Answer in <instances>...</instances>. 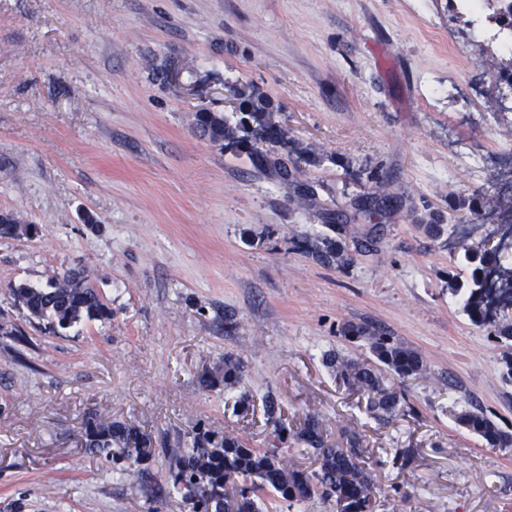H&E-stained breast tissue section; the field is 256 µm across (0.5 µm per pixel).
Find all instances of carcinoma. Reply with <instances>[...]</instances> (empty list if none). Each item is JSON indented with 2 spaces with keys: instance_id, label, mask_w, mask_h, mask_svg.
Instances as JSON below:
<instances>
[{
  "instance_id": "cac0c4a2",
  "label": "carcinoma",
  "mask_w": 512,
  "mask_h": 512,
  "mask_svg": "<svg viewBox=\"0 0 512 512\" xmlns=\"http://www.w3.org/2000/svg\"><path fill=\"white\" fill-rule=\"evenodd\" d=\"M249 118L255 126L242 122L233 127L214 112L205 113L199 122L202 132L214 143L247 149L250 135L267 143L269 151L262 155L250 151V160L274 172L284 183L295 182V169L288 167L279 154L288 147L282 128L268 121L263 112L251 111ZM311 255L323 265L339 266L350 261L342 241L328 237L311 250ZM460 261L468 269V278L461 281L454 276L450 286L452 291L465 294L463 312L472 323L488 325L495 336L512 340V315L506 311L512 306V268L498 265V287L490 288L486 286V273L496 259L488 249L481 245L465 247ZM10 293L31 319L45 321L53 329L112 319V311L84 269L58 272L44 287L14 285ZM340 332L365 343L373 361L327 354L323 362L336 381L367 396L366 411L377 418L392 421L407 415L405 394L386 385L383 372L391 371L402 380L417 375L424 370L420 354L362 324L348 322ZM243 376L242 360L227 353L217 366L204 371L199 383L208 389L222 386L234 390L241 386ZM264 406L273 426L268 447L255 448L235 434L198 428L186 449L168 457L166 477L180 494L181 502L189 506V512H261L260 500L269 492L290 507L319 497L335 502L336 512H375L374 484L357 433L346 439V446H335L327 439L319 417L308 416L295 428L273 396L266 397ZM455 419L490 447L502 451L512 448V435L499 428L482 407L467 402L455 413ZM85 427L86 450L105 456L114 465L122 464L120 471L128 475L140 474L141 466L154 456L151 437L133 423L91 417ZM303 452L314 455L316 470L309 472L292 461L295 454ZM240 478L251 484L240 487V497L235 501L225 500L224 484Z\"/></svg>"
}]
</instances>
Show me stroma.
<instances>
[{"instance_id":"stroma-1","label":"stroma","mask_w":512,"mask_h":512,"mask_svg":"<svg viewBox=\"0 0 512 512\" xmlns=\"http://www.w3.org/2000/svg\"><path fill=\"white\" fill-rule=\"evenodd\" d=\"M510 69L450 0H0V212L38 227L0 238V512H183L168 448L199 423L265 447L269 394L295 423L319 416L330 442L355 426L375 512H512V451L453 417L469 400L512 433V341L448 285L466 245H500L512 267L496 224L457 207L512 216L496 94ZM250 103L285 129L296 183L196 124L205 109L238 125ZM374 182L387 203L367 221L356 201ZM434 212L452 231H423ZM324 237L348 264L301 246ZM70 268L111 320L55 332L10 293ZM347 322L420 353L425 372L401 384L413 413L365 415L324 366L330 351L369 360ZM227 353L245 364V417L237 392L199 383ZM91 417L167 440L150 477L85 451ZM312 257L323 265H345L350 261L347 248L341 240L325 237L321 245L311 250Z\"/></svg>"}]
</instances>
